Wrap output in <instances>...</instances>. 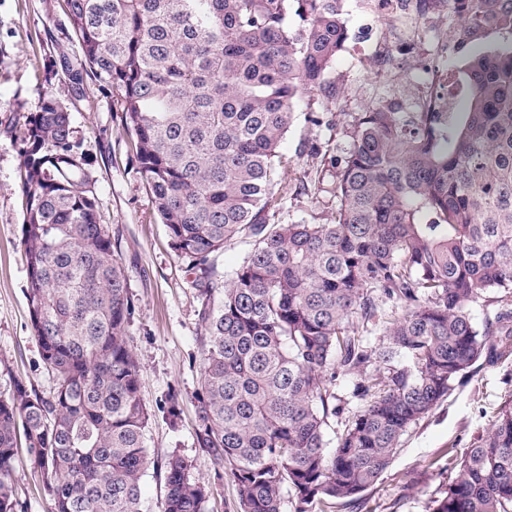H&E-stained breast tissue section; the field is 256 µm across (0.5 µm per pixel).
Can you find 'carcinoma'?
Instances as JSON below:
<instances>
[{
  "label": "carcinoma",
  "instance_id": "obj_1",
  "mask_svg": "<svg viewBox=\"0 0 512 512\" xmlns=\"http://www.w3.org/2000/svg\"><path fill=\"white\" fill-rule=\"evenodd\" d=\"M455 2L458 35L482 22L512 31V0ZM66 9L84 63L120 96L171 249L198 272L196 444L232 476L235 512H282L287 496L296 512L356 502L478 361L512 354V47L468 60L452 122L368 107L332 175L333 221L282 224L279 148L347 40L342 0ZM20 140L27 306L54 387L44 395L17 380L0 393V512H23L22 447L51 512H141L150 411L128 278L55 93L25 117ZM233 237L251 250L226 284L214 258ZM488 289L498 307L480 329L468 307ZM370 324L376 347L358 332ZM346 377L364 401L351 415L335 392ZM165 468L161 512H205L210 489L188 462L173 451ZM456 468L432 512H512L511 404Z\"/></svg>",
  "mask_w": 512,
  "mask_h": 512
}]
</instances>
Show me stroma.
<instances>
[{
    "mask_svg": "<svg viewBox=\"0 0 512 512\" xmlns=\"http://www.w3.org/2000/svg\"><path fill=\"white\" fill-rule=\"evenodd\" d=\"M342 18L348 38L329 70L327 87L303 95L280 147L286 167L278 178L282 200L277 219L284 224H325L334 218L332 175L350 148L355 119L375 103L420 95L408 79V66L427 64L456 74L475 53L512 45V34L493 27L457 38V17L444 4L391 24L365 10L360 0H345ZM80 55L65 0H0V392L16 379L41 390L50 387L31 330L19 247L23 154L17 130L44 93L56 92L70 105L89 188L134 297L128 334L151 411L147 437L152 463L142 479V512L161 510L163 461L171 451L188 461L193 480L211 488L206 512H230L235 486L195 440L202 333L196 273L171 249L166 227L156 216L118 95L88 75L85 98L76 100L69 73ZM172 392L180 402L174 425L164 411ZM510 400L512 355L493 367L474 366L444 402L409 428L391 465L353 512H430L431 497L441 496L454 480L457 459ZM15 488L27 512H50L43 478L24 451L15 463Z\"/></svg>",
    "mask_w": 512,
    "mask_h": 512,
    "instance_id": "obj_1",
    "label": "stroma"
}]
</instances>
